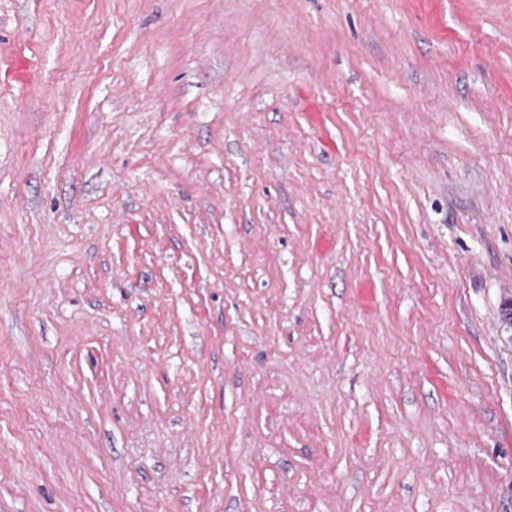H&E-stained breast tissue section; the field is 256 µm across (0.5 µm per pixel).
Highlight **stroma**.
<instances>
[{
	"label": "stroma",
	"instance_id": "obj_1",
	"mask_svg": "<svg viewBox=\"0 0 512 512\" xmlns=\"http://www.w3.org/2000/svg\"><path fill=\"white\" fill-rule=\"evenodd\" d=\"M512 0H0V512H512Z\"/></svg>",
	"mask_w": 512,
	"mask_h": 512
}]
</instances>
